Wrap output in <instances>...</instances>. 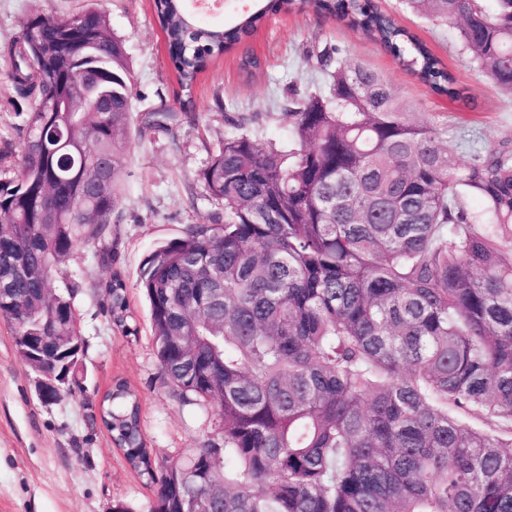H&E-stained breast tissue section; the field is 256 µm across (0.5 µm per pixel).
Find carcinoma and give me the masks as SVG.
Masks as SVG:
<instances>
[{
    "instance_id": "1",
    "label": "carcinoma",
    "mask_w": 512,
    "mask_h": 512,
    "mask_svg": "<svg viewBox=\"0 0 512 512\" xmlns=\"http://www.w3.org/2000/svg\"><path fill=\"white\" fill-rule=\"evenodd\" d=\"M404 4L451 26L512 97V0ZM310 5L372 34L433 93L466 98L370 0H260L221 28L183 0H154L184 88L268 14ZM68 18L35 10L0 50L29 104L0 175V318L15 336L56 337L25 363L72 392L85 341L80 285L62 265L79 242L115 261L106 238L125 187L132 72L105 12ZM316 61L328 93H291V145L224 136L200 173L223 211L140 272L159 369L178 398L215 404L224 446L157 468L121 380L102 423L156 487L149 512H512V150L461 163L448 129L407 121L378 72L326 49ZM186 116L145 112L138 132ZM97 287L112 324L136 335L121 274ZM470 413L494 429L471 427Z\"/></svg>"
}]
</instances>
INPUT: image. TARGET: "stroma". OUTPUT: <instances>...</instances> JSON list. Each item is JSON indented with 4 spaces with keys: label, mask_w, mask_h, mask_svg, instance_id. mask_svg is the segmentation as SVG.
<instances>
[{
    "label": "stroma",
    "mask_w": 512,
    "mask_h": 512,
    "mask_svg": "<svg viewBox=\"0 0 512 512\" xmlns=\"http://www.w3.org/2000/svg\"><path fill=\"white\" fill-rule=\"evenodd\" d=\"M382 13L413 33L465 88L453 100L432 93L401 67L370 35L315 10L274 13L245 43L208 59L190 92H182L153 0H0V44L15 37L32 9L56 15L96 7L126 40L133 75L134 112L165 107L189 116L170 131L131 135L121 216L112 226V266L97 262L77 244L65 268L82 288L76 298L87 348L81 362L83 389L47 404L38 377L18 355L10 327L0 320V512H148L154 489L126 463L103 425L99 403L115 380L140 401L142 434L160 467L183 461L207 440L221 438L210 404H186L161 375L154 351L149 308L137 286L146 257L208 223L219 211L199 178L213 150L233 130L260 143L288 141V94L326 92L328 77L315 66L326 48L381 74L407 120L448 129V148L468 161L472 146L512 149V97L502 94L463 54L448 26L406 11L400 0H374ZM260 58V70L241 67L244 56ZM10 62L0 57V166L9 167L23 146L27 105L17 98ZM120 272L128 285L137 335L113 326L95 283Z\"/></svg>",
    "instance_id": "1"
}]
</instances>
